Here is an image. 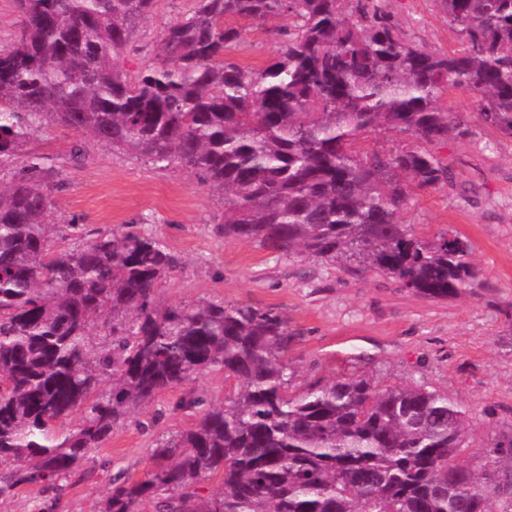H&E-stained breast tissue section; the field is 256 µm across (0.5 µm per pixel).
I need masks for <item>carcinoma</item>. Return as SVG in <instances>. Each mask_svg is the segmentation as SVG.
I'll return each mask as SVG.
<instances>
[{"label":"carcinoma","mask_w":512,"mask_h":512,"mask_svg":"<svg viewBox=\"0 0 512 512\" xmlns=\"http://www.w3.org/2000/svg\"><path fill=\"white\" fill-rule=\"evenodd\" d=\"M155 0H15L0 50V499L54 493L131 413L218 368L219 407L162 437L142 480L112 479L103 512H512V476L458 462L469 410L421 385L359 375L289 394L288 322L244 304L163 305L179 268L157 236L50 220L65 158L24 150L43 121L181 169L224 194V237L389 276L429 299L482 287L472 246L400 223L411 188L451 181L425 145L460 134L437 106L466 90L512 137V0H438L463 48L413 43L387 0H192L162 32L160 60L117 64ZM230 19H286L261 70L226 58ZM372 131L418 141L358 154ZM110 388L102 390L107 379ZM78 418V424L68 421ZM489 454L512 465V438ZM222 488L198 494L207 477Z\"/></svg>","instance_id":"cac0c4a2"}]
</instances>
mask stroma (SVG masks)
I'll return each instance as SVG.
<instances>
[{
  "instance_id": "obj_1",
  "label": "stroma",
  "mask_w": 512,
  "mask_h": 512,
  "mask_svg": "<svg viewBox=\"0 0 512 512\" xmlns=\"http://www.w3.org/2000/svg\"><path fill=\"white\" fill-rule=\"evenodd\" d=\"M190 5L156 0L119 58L123 70L133 75L153 66L164 28ZM388 9L423 49H460V34L437 0H389ZM239 26L243 39L231 58L247 68L265 67L278 50L271 25L243 20ZM438 105L463 128L433 148L454 178L412 191L401 220L419 233L446 230L471 242L470 260L484 287L448 300L424 298L371 271L224 238L219 191L191 173L158 168L54 121H45L26 148L62 156L72 144L82 145L84 166L62 167L58 175L65 187L53 195L54 223L148 227L180 262L159 285L161 302L245 303L287 320L295 333L287 353L295 370L291 392L365 375L381 386L421 384L446 393L471 413L460 461L482 463L490 444L512 436V137L485 126L462 89L449 90ZM234 390V380L210 370L163 393L93 450L85 468L67 479L56 512H102L110 477L143 479L155 439L195 424L198 413L184 400L199 396L220 406Z\"/></svg>"
}]
</instances>
